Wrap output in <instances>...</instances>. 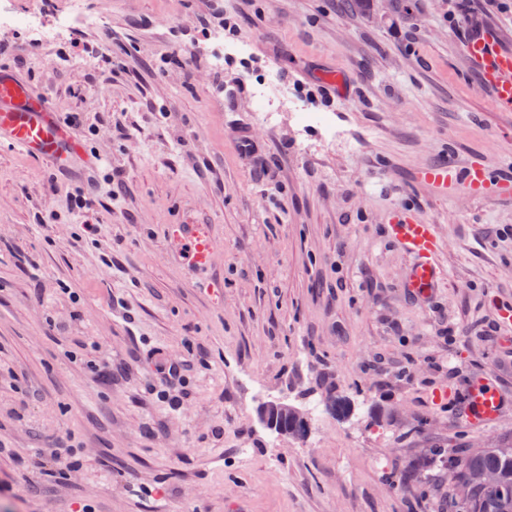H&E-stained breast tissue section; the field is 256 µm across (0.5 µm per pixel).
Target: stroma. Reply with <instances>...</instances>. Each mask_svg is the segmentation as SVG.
Instances as JSON below:
<instances>
[{
    "label": "stroma",
    "mask_w": 512,
    "mask_h": 512,
    "mask_svg": "<svg viewBox=\"0 0 512 512\" xmlns=\"http://www.w3.org/2000/svg\"><path fill=\"white\" fill-rule=\"evenodd\" d=\"M85 2L102 18L88 38L127 52L109 92L98 59L62 58L60 39L17 33L0 56L80 118L98 157L59 173L0 145V512H441L442 491L391 473L428 448H512V341L484 331L512 306V241L495 235L512 199L421 178L448 156L497 173L512 155V111L449 27L453 0ZM199 15L212 24L192 28ZM225 16L250 52L218 68L199 47ZM468 25L512 51V0H474ZM271 73L353 149L287 111L261 123L253 92ZM92 181L93 241L67 211ZM404 209L440 240L446 278L423 297L387 235ZM177 220L216 239L210 268L169 256ZM160 353L191 362L164 397ZM479 376L506 398L485 432L461 405ZM332 386L354 412L306 440L259 419L263 399ZM68 444L64 475L14 454Z\"/></svg>",
    "instance_id": "1"
}]
</instances>
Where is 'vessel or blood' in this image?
I'll list each match as a JSON object with an SVG mask.
<instances>
[{
	"label": "vessel or blood",
	"mask_w": 512,
	"mask_h": 512,
	"mask_svg": "<svg viewBox=\"0 0 512 512\" xmlns=\"http://www.w3.org/2000/svg\"><path fill=\"white\" fill-rule=\"evenodd\" d=\"M465 49L480 64L486 81L493 87L495 105L512 110V53L501 51L493 39L485 36L471 40ZM2 140L50 166L65 155L83 150L81 143L57 118L46 95L4 71L0 72ZM425 178L437 185L464 182L476 196L494 188L512 197V180L491 184L487 170L479 165L461 169L454 163H445L430 167ZM387 233L415 257L404 281L405 288L420 295L436 288L445 273L436 263L439 241L435 225L420 221L416 213L408 210L396 215ZM168 236L173 253L198 269L209 266L218 249L217 242L195 224L170 225ZM503 408L501 392L485 378H477L470 388L464 412L471 426L481 431L491 429L498 423Z\"/></svg>",
	"instance_id": "obj_1"
}]
</instances>
